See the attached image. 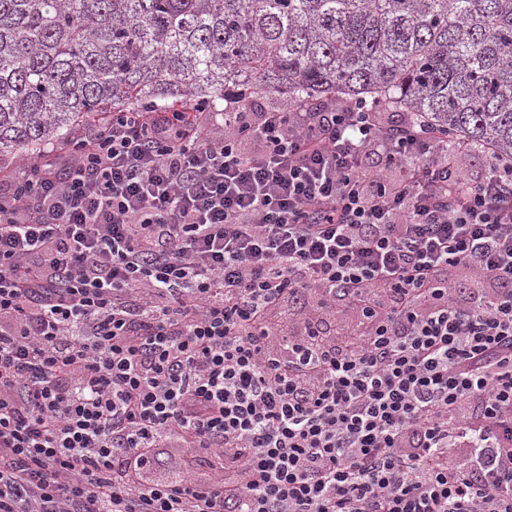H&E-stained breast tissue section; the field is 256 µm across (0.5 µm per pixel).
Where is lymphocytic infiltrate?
Returning a JSON list of instances; mask_svg holds the SVG:
<instances>
[{"label":"lymphocytic infiltrate","instance_id":"obj_1","mask_svg":"<svg viewBox=\"0 0 512 512\" xmlns=\"http://www.w3.org/2000/svg\"><path fill=\"white\" fill-rule=\"evenodd\" d=\"M468 151L363 101L228 99L113 112L23 161L0 193V512H512V161L474 174ZM171 440L224 479L150 480Z\"/></svg>","mask_w":512,"mask_h":512}]
</instances>
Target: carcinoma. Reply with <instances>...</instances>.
<instances>
[{
  "label": "carcinoma",
  "instance_id": "carcinoma-1",
  "mask_svg": "<svg viewBox=\"0 0 512 512\" xmlns=\"http://www.w3.org/2000/svg\"><path fill=\"white\" fill-rule=\"evenodd\" d=\"M365 99L512 160V0H0V161L118 110Z\"/></svg>",
  "mask_w": 512,
  "mask_h": 512
}]
</instances>
